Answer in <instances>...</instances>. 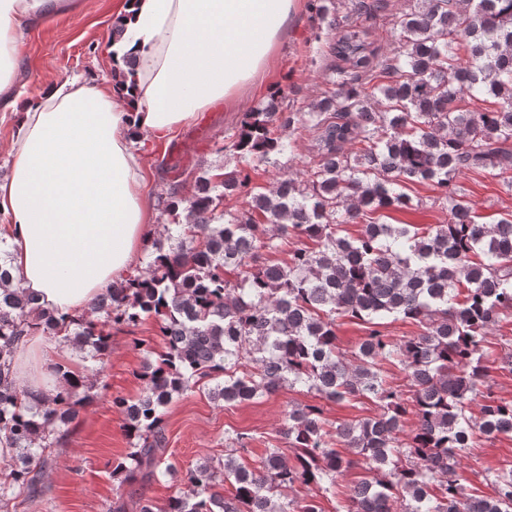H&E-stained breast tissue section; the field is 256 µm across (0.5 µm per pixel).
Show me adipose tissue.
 I'll use <instances>...</instances> for the list:
<instances>
[{
  "label": "adipose tissue",
  "instance_id": "ef3b65f1",
  "mask_svg": "<svg viewBox=\"0 0 512 512\" xmlns=\"http://www.w3.org/2000/svg\"><path fill=\"white\" fill-rule=\"evenodd\" d=\"M64 7L0 0V107L21 114L11 169L0 179V239L12 284L73 318L126 279L157 229L139 139L167 141L198 113L237 101L265 70L297 0H123L114 21L124 32L106 52L116 69L134 62V85L66 79L20 105L12 87L23 23ZM59 356L41 335L27 337L18 384L52 399Z\"/></svg>",
  "mask_w": 512,
  "mask_h": 512
}]
</instances>
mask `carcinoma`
I'll return each instance as SVG.
<instances>
[{"label": "carcinoma", "instance_id": "cac0c4a2", "mask_svg": "<svg viewBox=\"0 0 512 512\" xmlns=\"http://www.w3.org/2000/svg\"><path fill=\"white\" fill-rule=\"evenodd\" d=\"M307 6L336 31L332 88L307 112L286 114L270 100L244 113L222 147L233 169L203 170L191 196L168 200L145 268L84 316L58 318L10 285L0 241V436L11 448L0 462V509L38 492L55 448L95 400L96 367L56 366L64 385L49 401L19 388L22 337L59 336L99 362L110 329L132 334L153 317L164 347L139 372L142 393L112 398L130 443L112 463V478L130 487L112 512H128L129 501L137 512H322L295 488L333 485L352 468L366 476L346 512H512V468L484 496L466 492L460 466L475 432L512 434V401L487 394L472 412L486 337L512 316V213L481 224L457 188L472 172L512 191V0H414L391 20L386 54L351 17L326 21L324 0ZM299 126L315 133L316 160L268 188L253 185L252 170L292 152ZM416 183L434 187L448 223L421 231L382 222L412 204ZM229 197L242 208L224 209ZM290 238L305 245L270 260ZM338 316L368 324L353 350L337 342ZM388 318L420 332L393 340L378 329ZM387 365L407 372L408 390L386 383ZM205 380L225 405L300 387L333 401L373 398L381 413L333 427L319 406L293 405L281 428L292 455L274 445L246 466L235 449L242 437L227 436L223 459L175 472L184 491L159 509L133 483L174 472L164 410ZM219 479L232 496L213 491Z\"/></svg>", "mask_w": 512, "mask_h": 512}]
</instances>
